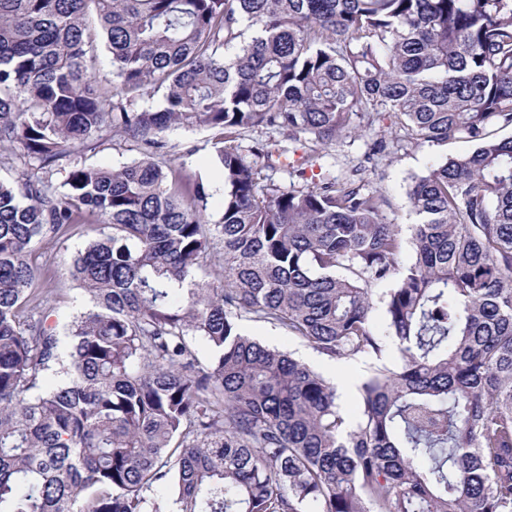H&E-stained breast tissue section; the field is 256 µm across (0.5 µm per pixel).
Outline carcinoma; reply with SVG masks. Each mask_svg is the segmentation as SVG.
Returning <instances> with one entry per match:
<instances>
[{"mask_svg": "<svg viewBox=\"0 0 512 512\" xmlns=\"http://www.w3.org/2000/svg\"><path fill=\"white\" fill-rule=\"evenodd\" d=\"M386 112L411 140L473 145L412 178L407 264L384 196L327 168L352 116ZM198 127L214 223L164 155L166 131ZM259 127L324 149L301 162L321 177L268 181L292 150L244 155ZM506 129L512 0H0V146L21 166L0 182V512H512ZM116 131L139 157L86 163ZM87 218L110 232L74 258L90 306L62 341L31 256ZM219 249V283L197 278ZM387 282L400 363L362 383L353 424L322 374L239 329L379 360ZM292 168H284L276 164L274 168H265L263 169V175H266L269 179H271L282 191L287 192L292 189L293 186L299 187L307 183V181L311 182L312 172L308 168L306 170V179H302L301 177L296 176V173L293 172Z\"/></svg>", "mask_w": 512, "mask_h": 512, "instance_id": "obj_1", "label": "carcinoma"}]
</instances>
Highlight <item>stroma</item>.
<instances>
[{
    "mask_svg": "<svg viewBox=\"0 0 512 512\" xmlns=\"http://www.w3.org/2000/svg\"><path fill=\"white\" fill-rule=\"evenodd\" d=\"M351 125L352 133L337 140L330 149L336 161L337 175H347L353 167L367 164L366 177L371 187L387 199L383 210L384 220L404 227L413 222L406 196L411 176L426 172L432 164L448 156L465 154L472 149L471 144L461 140L442 144L417 141L393 147L389 153L369 162L365 154L370 143L376 138L389 135L391 126L386 123L370 127L357 118L352 119ZM164 139L169 156L179 157L190 173L202 177L210 193L209 217L218 220L224 183L220 173L211 165L214 148L210 132L200 128H179L166 132ZM103 231V225L92 222L73 224L59 238L39 244L32 254L33 264L38 270V286L50 297L48 308L59 333H66L73 318L87 305L85 293L71 278L73 258L79 249L99 238ZM386 290L383 284L373 288V323L385 342L383 358L379 361L391 365L398 359V348L387 334L383 303ZM241 328L266 345L293 353L297 359L338 385L337 402L342 413L351 420L358 416L359 388L378 360L369 355L331 360L274 326L245 320Z\"/></svg>",
    "mask_w": 512,
    "mask_h": 512,
    "instance_id": "1",
    "label": "stroma"
}]
</instances>
